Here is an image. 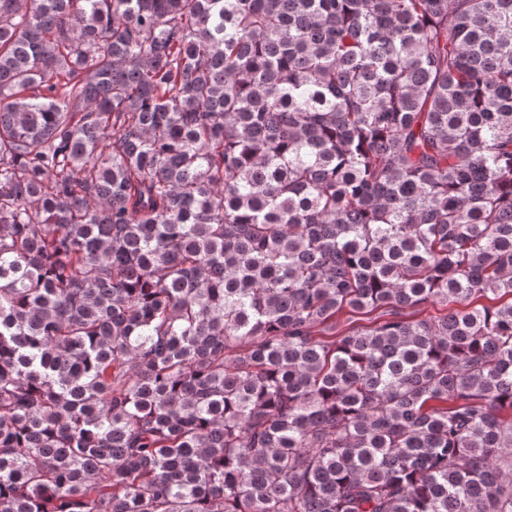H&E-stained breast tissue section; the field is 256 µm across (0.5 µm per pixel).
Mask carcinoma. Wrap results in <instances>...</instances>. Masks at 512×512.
<instances>
[{"label":"carcinoma","instance_id":"obj_1","mask_svg":"<svg viewBox=\"0 0 512 512\" xmlns=\"http://www.w3.org/2000/svg\"><path fill=\"white\" fill-rule=\"evenodd\" d=\"M0 512H512V0H0Z\"/></svg>","mask_w":512,"mask_h":512}]
</instances>
